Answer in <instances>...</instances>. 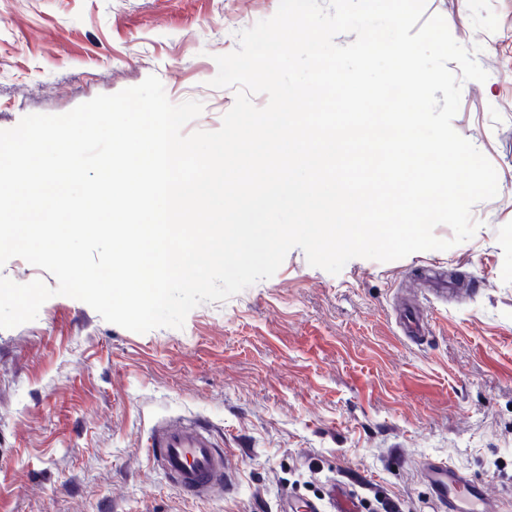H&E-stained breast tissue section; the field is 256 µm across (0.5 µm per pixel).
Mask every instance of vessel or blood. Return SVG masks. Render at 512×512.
I'll return each mask as SVG.
<instances>
[{
  "instance_id": "1",
  "label": "vessel or blood",
  "mask_w": 512,
  "mask_h": 512,
  "mask_svg": "<svg viewBox=\"0 0 512 512\" xmlns=\"http://www.w3.org/2000/svg\"><path fill=\"white\" fill-rule=\"evenodd\" d=\"M423 289L409 292L396 310L395 324L402 336L425 335L430 324L426 305L430 297L444 298L452 288L443 277L427 276ZM147 446L153 464L182 495L197 498L223 496L228 486L224 450L212 429L194 415H168L151 426ZM423 473L433 496L447 512H493L486 486L472 481L442 461L428 460Z\"/></svg>"
}]
</instances>
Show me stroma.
<instances>
[{
  "label": "stroma",
  "instance_id": "stroma-1",
  "mask_svg": "<svg viewBox=\"0 0 512 512\" xmlns=\"http://www.w3.org/2000/svg\"><path fill=\"white\" fill-rule=\"evenodd\" d=\"M279 0H0V129L63 114L156 75L197 100L185 133L215 131L235 101L215 55ZM476 59L453 119L494 165L474 236L445 251L336 275L289 251L275 275L183 328L139 334L55 296L0 329V512H281L330 481L399 512H430L428 458L512 495V0H427ZM461 279L410 342L397 296L422 264ZM192 414L224 448L223 498L178 493L145 446L157 418Z\"/></svg>",
  "mask_w": 512,
  "mask_h": 512
}]
</instances>
